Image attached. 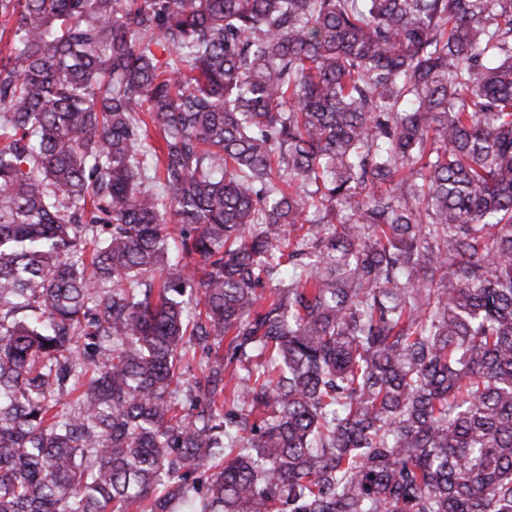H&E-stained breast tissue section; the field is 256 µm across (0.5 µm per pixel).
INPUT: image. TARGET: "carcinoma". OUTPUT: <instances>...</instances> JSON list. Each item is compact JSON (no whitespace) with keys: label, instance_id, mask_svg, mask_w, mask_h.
Instances as JSON below:
<instances>
[{"label":"carcinoma","instance_id":"1","mask_svg":"<svg viewBox=\"0 0 512 512\" xmlns=\"http://www.w3.org/2000/svg\"><path fill=\"white\" fill-rule=\"evenodd\" d=\"M6 34L0 512H512V0Z\"/></svg>","mask_w":512,"mask_h":512}]
</instances>
